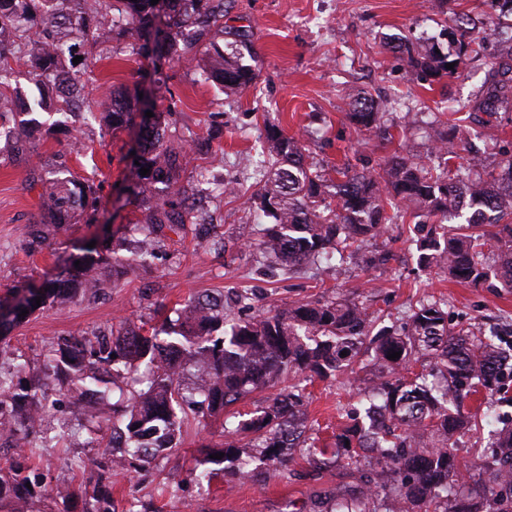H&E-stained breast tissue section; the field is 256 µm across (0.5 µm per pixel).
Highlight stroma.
<instances>
[{"label":"stroma","mask_w":512,"mask_h":512,"mask_svg":"<svg viewBox=\"0 0 512 512\" xmlns=\"http://www.w3.org/2000/svg\"><path fill=\"white\" fill-rule=\"evenodd\" d=\"M461 16L473 19L470 36L484 51L453 76L431 83L421 80L408 56L388 48L403 37L439 35L444 21ZM242 32L252 43L250 64L256 79L247 91L228 94L204 79L199 62L212 47L234 44ZM511 48L512 13L502 10L500 0H448L441 14L430 0H229L223 18L200 43L197 63L160 76L121 35L100 45L75 40L73 53L81 61L66 64L65 70L85 83L93 98L113 92L146 96L149 111L171 115L165 138L201 144L181 177L185 187L195 190L189 203L197 221L183 234L159 231L154 257L137 269L117 270L112 288L104 294L35 312L7 333L5 345H0V372L25 364V377L40 379L59 401L47 425L54 447L31 460V467L78 484L89 480L100 459L88 432L75 430L94 414L96 405L88 400L83 410L71 408L66 389L45 366L49 343L61 336L106 332L123 319L137 326L155 324L174 316L193 297L223 296L225 306L248 316L293 300L346 296L377 315L391 316L399 327L417 300H444L455 326L512 334V293L451 282L439 269L421 268L407 222L390 225L368 247L372 254L391 251L394 258L388 264L367 269L334 261L291 276L263 261L257 249L261 226L240 200L196 188L198 171L206 170L216 180L238 182L248 193H256L260 185L255 167L268 124L311 141L316 161L330 167L348 162L356 171L378 172L398 150L432 162L435 114L450 101L475 100L491 63ZM87 57L95 59V66H84ZM356 89L394 103L389 116L392 140L350 125L345 114ZM19 125L14 113L0 118V298L5 300L12 288L41 287L46 275L68 263L81 242H95L106 260L113 250L133 249L139 234L132 225L141 217L140 207L121 188L134 171L138 126L115 131L97 114L72 117L66 127L27 138L26 153L14 154L6 142ZM471 141L486 148L488 172L499 173L504 157L512 156V88L496 116L478 115L471 125ZM33 171L46 178L72 175L99 198L97 211H85L42 244H32L27 228L42 209L40 188L27 183ZM201 237L222 241L223 246L203 250L197 245ZM310 392L308 420L332 428L347 424L344 407L356 404L357 388L328 379L315 382ZM223 441L222 420L204 426L189 421L177 451L138 473L113 471L114 500L122 508L136 504L139 512H301L314 497L363 483L367 476L366 471L349 473L332 463L314 466L297 448L284 478L271 472L252 480L220 475L194 481L190 472L204 448Z\"/></svg>","instance_id":"1"}]
</instances>
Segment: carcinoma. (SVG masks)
Returning a JSON list of instances; mask_svg holds the SVG:
<instances>
[{"mask_svg":"<svg viewBox=\"0 0 512 512\" xmlns=\"http://www.w3.org/2000/svg\"><path fill=\"white\" fill-rule=\"evenodd\" d=\"M0 0V86L12 70L10 61L20 59L21 45L29 47V79L40 84L63 71L65 44L55 43L58 16L54 0ZM120 3L122 31L132 40L138 55L154 54L163 68L194 60L190 27L224 16V0H91L80 8L72 32L89 40L108 35L98 18ZM448 52L439 43L401 39L393 49L414 59L422 79L453 75L474 40H465L463 27L445 32ZM251 53L247 38L226 53L214 50L203 63L205 79L215 81L230 93L247 89L254 80L251 66L242 62ZM454 64L449 70L446 64ZM512 73V54L501 56L487 78L489 86L473 101L472 108L490 114L502 105L503 77ZM0 109H15L26 115L22 128L29 132L42 126L35 118L50 109L43 96L10 101L1 96ZM106 113L112 129L132 121L134 105L125 96L112 97ZM169 112H159L144 135L139 167L150 169L130 188L135 197L157 189L164 196L145 209L144 225L167 224L175 231L184 224L179 206L185 202L178 176L189 164L186 148L175 149L160 136ZM385 105L366 91L350 100L347 118L359 130L384 128ZM468 137V127L449 124V134L440 135L434 153L443 162L430 166L412 155H394L383 173L356 172L343 164L332 169L336 178L307 162L310 147L276 126L266 127L268 165L264 185L249 206H257L269 223L258 243L261 254L273 265L300 273L339 257L358 255L368 240L382 235L399 212L414 219L425 235L418 238L419 263L439 266L448 278L472 284L493 279L512 292V157L498 176H483V159L476 150L460 158L458 147ZM41 218L30 225L31 242L48 238L51 229L68 224L78 213L95 207L86 187L71 179L42 183ZM396 209L388 214L386 206ZM457 221L448 230L444 221ZM154 251V241L144 236L138 251L121 259L128 267L144 263ZM84 248L80 266L68 276L49 282L29 296L2 310L23 319L21 310L62 304L73 298L94 296L107 287L103 262ZM41 298L36 305L35 298ZM448 303L420 302L409 315V328L399 333L389 326L375 328L372 315L355 300L338 297L325 302L296 301L258 317H234L213 298H194L181 317L165 319L150 327H126L127 321L104 334L62 336L51 347L48 361L56 379L81 389L76 402L97 396L102 407L96 415L97 445L103 464L88 490L53 483L30 468L11 465L0 468V487L9 485L13 495L0 493V512H32L31 499L66 502L84 498V512H117L110 490L112 466L144 468L181 445L188 415L204 420L218 418L252 393L273 388L288 379V389L247 419L225 427L224 447L197 460V480L216 475L252 479L271 463L285 465L289 451L308 448L310 461L322 465L326 449L307 444L306 426L295 427L308 398L307 386L315 380L338 376L359 379L358 365L365 354L381 372L370 379L355 409L352 423L334 434L333 462L345 469L366 463L390 475L380 484L338 491L317 502L318 512H504L503 501L512 499V425L501 429L496 440L477 449L481 474L474 482L460 468L451 439L478 430L476 417L464 410L465 402L492 392L506 374L512 375V353L496 335L479 329H456L448 323ZM347 356H341V352ZM399 352L390 360L387 355ZM197 372L186 383L187 366ZM141 372L145 388L132 393L128 404L109 406L111 387L122 388L129 375ZM54 402L39 383L14 384L0 375V434L13 438L12 447L28 458L52 447V439L30 438L52 414Z\"/></svg>","mask_w":512,"mask_h":512,"instance_id":"1","label":"carcinoma"}]
</instances>
